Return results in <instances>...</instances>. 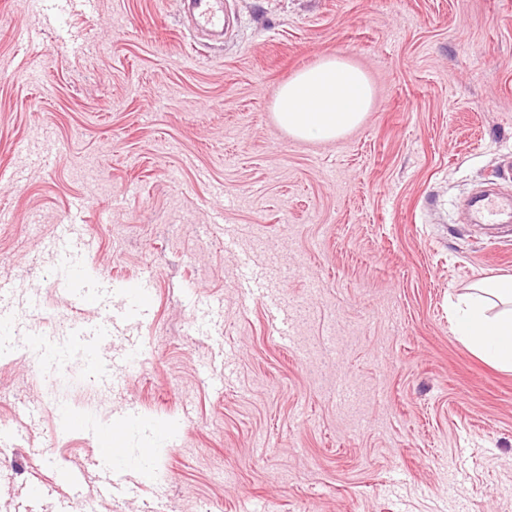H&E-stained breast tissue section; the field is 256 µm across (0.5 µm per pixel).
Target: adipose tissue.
Instances as JSON below:
<instances>
[{
	"instance_id": "adipose-tissue-1",
	"label": "adipose tissue",
	"mask_w": 512,
	"mask_h": 512,
	"mask_svg": "<svg viewBox=\"0 0 512 512\" xmlns=\"http://www.w3.org/2000/svg\"><path fill=\"white\" fill-rule=\"evenodd\" d=\"M373 101L366 73L326 57L281 85L277 124L303 141L331 142L359 127ZM456 336L501 367L512 369V275L483 278L448 303Z\"/></svg>"
}]
</instances>
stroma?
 I'll return each mask as SVG.
<instances>
[{
	"label": "stroma",
	"mask_w": 512,
	"mask_h": 512,
	"mask_svg": "<svg viewBox=\"0 0 512 512\" xmlns=\"http://www.w3.org/2000/svg\"><path fill=\"white\" fill-rule=\"evenodd\" d=\"M220 41L181 0H0V512L97 449L59 407L174 426L87 480L72 512H512V371L454 335L448 300L512 274L463 200L512 194V0H224ZM368 75L364 122L332 143L273 121L296 71ZM143 281L70 305L48 244ZM114 313L91 377L78 327ZM61 356L36 368L24 339ZM142 354L128 365L131 343ZM35 407V418L17 415ZM125 296L124 314L129 317L147 315L153 303L151 292L139 280L122 282L119 287Z\"/></svg>",
	"instance_id": "obj_1"
}]
</instances>
